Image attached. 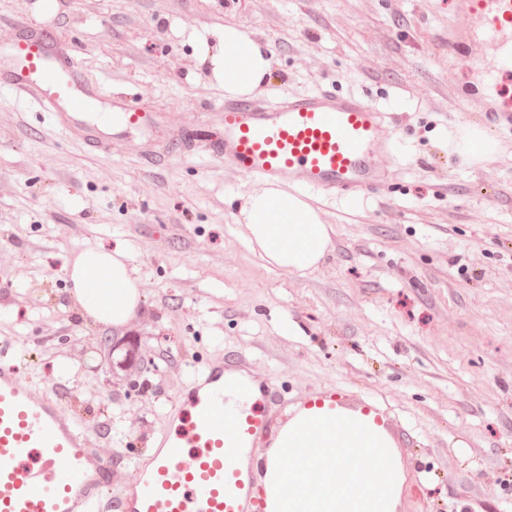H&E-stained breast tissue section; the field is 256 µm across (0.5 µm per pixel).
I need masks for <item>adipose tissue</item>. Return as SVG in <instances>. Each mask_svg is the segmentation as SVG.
<instances>
[{
	"label": "adipose tissue",
	"instance_id": "ef3b65f1",
	"mask_svg": "<svg viewBox=\"0 0 512 512\" xmlns=\"http://www.w3.org/2000/svg\"><path fill=\"white\" fill-rule=\"evenodd\" d=\"M230 98L249 96L271 73L266 50L245 29L228 26L211 57ZM240 224L251 249L279 269L316 270L332 249L329 227L305 198L269 183L247 196ZM74 295L94 322L120 327L141 294L123 248L80 252L66 268ZM243 481H257L269 512H396L405 479L399 456L375 414L301 410L278 432L263 463L242 460Z\"/></svg>",
	"mask_w": 512,
	"mask_h": 512
}]
</instances>
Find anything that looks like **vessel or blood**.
<instances>
[{
	"instance_id": "b4317fda",
	"label": "vessel or blood",
	"mask_w": 512,
	"mask_h": 512,
	"mask_svg": "<svg viewBox=\"0 0 512 512\" xmlns=\"http://www.w3.org/2000/svg\"><path fill=\"white\" fill-rule=\"evenodd\" d=\"M464 16L512 31V0H458ZM0 86L38 102L91 151L107 152L114 131L148 126L134 104L113 102L110 119L94 110L99 86L72 56L43 36L23 31L5 48ZM388 112L362 95L318 89L269 101L228 100L208 149L225 165L263 182L287 183L310 201L351 202L383 188L389 177L369 166L371 151L394 145ZM188 405L179 407L162 456L139 474L130 496H112V466L86 430L49 396L21 379L15 354L0 352V512H265L242 496L233 450H249L270 420L256 409L252 388L223 363L194 371Z\"/></svg>"
}]
</instances>
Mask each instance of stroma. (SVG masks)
Returning <instances> with one entry per match:
<instances>
[{
	"label": "stroma",
	"mask_w": 512,
	"mask_h": 512,
	"mask_svg": "<svg viewBox=\"0 0 512 512\" xmlns=\"http://www.w3.org/2000/svg\"><path fill=\"white\" fill-rule=\"evenodd\" d=\"M21 20L72 47L104 98L128 93L153 118L94 154L0 92V343L91 432L114 486L168 431L192 369L240 353L272 430L318 396L383 420L405 466L397 512H512V127L460 104L487 76L498 108L512 101L500 37L452 0H0V47ZM228 25L271 58L259 97L333 87L396 124L371 154L389 187L320 204L332 251L305 276L237 233L259 181L172 149L176 131L219 124L224 87L200 53ZM466 123L496 151L453 152ZM118 246L143 295L124 329L83 319L66 273L74 253ZM128 329L144 366L117 382L100 352Z\"/></svg>",
	"instance_id": "obj_1"
}]
</instances>
